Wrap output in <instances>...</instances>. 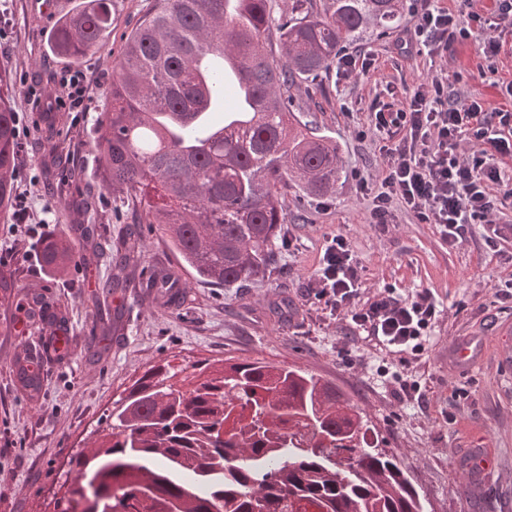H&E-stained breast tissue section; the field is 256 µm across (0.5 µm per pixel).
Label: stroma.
Segmentation results:
<instances>
[{
  "mask_svg": "<svg viewBox=\"0 0 512 512\" xmlns=\"http://www.w3.org/2000/svg\"><path fill=\"white\" fill-rule=\"evenodd\" d=\"M37 0H0V65L12 84V107L26 127L18 139L14 197L28 210L0 213V512H45L66 480L63 463L87 446L90 431L150 365L214 368L260 359L334 381L364 409L413 480L426 512H512V298L501 296L512 279V196H498L493 218L501 230L489 246L483 225H469L462 242L448 246L439 228L398 210L391 225L371 223L359 179L378 183L383 159L369 126L376 102H402L441 78L460 97L490 107L505 103L512 52L498 72L480 76V37L430 55L415 34L416 0L385 35H368L347 52L370 54V71L337 78L327 71L295 84L288 107L314 121L318 134L339 149L342 172L332 193L316 196L297 182L284 188L286 222L265 278L220 288L196 281L154 224H137L123 192L99 187L94 144L108 107L110 65L153 0H111L112 23L104 47L80 61L90 80L89 111L59 108L49 124L34 121L37 98L60 93L70 61L48 48L37 23ZM94 216L103 258L57 274L39 260L40 239L51 233L79 243L84 211ZM135 235L141 253L123 286L111 284V254ZM343 237L360 267L366 296L385 288L407 296L428 289L440 308L420 357L391 352L330 317L314 296L315 274L332 237ZM37 284L65 322L63 355L43 349L40 328L13 331L12 302ZM458 338L476 340L480 354L468 371L449 359ZM38 362L39 395L26 394L14 370L19 356ZM418 381L414 401L376 367ZM467 398H460L459 390ZM488 470H469L471 455Z\"/></svg>",
  "mask_w": 512,
  "mask_h": 512,
  "instance_id": "obj_1",
  "label": "stroma"
}]
</instances>
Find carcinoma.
Returning a JSON list of instances; mask_svg holds the SVG:
<instances>
[{
    "instance_id": "carcinoma-1",
    "label": "carcinoma",
    "mask_w": 512,
    "mask_h": 512,
    "mask_svg": "<svg viewBox=\"0 0 512 512\" xmlns=\"http://www.w3.org/2000/svg\"><path fill=\"white\" fill-rule=\"evenodd\" d=\"M402 0H330L322 14L295 0L275 25L285 60L264 53L268 0H154L112 59L109 107L96 144L106 189L148 198L138 224H160L199 281L230 287L264 277L274 261L288 182L323 195L341 167L332 140L288 111V87L336 64L368 31L401 18ZM108 0L64 20L54 49L72 61L103 47ZM234 54L263 103L209 114L224 103ZM209 98L204 112L192 111ZM248 126L224 134L226 120ZM15 112L0 71V212L13 202ZM114 278L137 261L123 243ZM45 268L73 260L60 239L42 247ZM55 512H423L420 494L383 448L368 415L335 382L298 368L242 360L212 371L205 361L148 367L71 456Z\"/></svg>"
}]
</instances>
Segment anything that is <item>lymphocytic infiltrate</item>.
<instances>
[{"mask_svg": "<svg viewBox=\"0 0 512 512\" xmlns=\"http://www.w3.org/2000/svg\"><path fill=\"white\" fill-rule=\"evenodd\" d=\"M473 2L456 0L450 10L421 0L416 32L432 55L473 34H484L482 54L493 74L503 50L499 35L512 30V0H499L491 16L475 11ZM371 125L385 140L379 148L384 177L379 187L366 191L373 223H392L394 208L401 207L422 223L439 225L452 246L463 239L467 225L488 223L495 208L490 187L503 185V167L512 161V109L461 99L438 79L431 87L414 90L402 108L389 103L377 107ZM464 140L476 146L465 157L457 151ZM315 281L318 300L337 320L400 353L417 357L425 351L440 315L429 291L415 290L398 298L387 288L361 300L359 264L339 236L325 248Z\"/></svg>", "mask_w": 512, "mask_h": 512, "instance_id": "f902f5d3", "label": "lymphocytic infiltrate"}]
</instances>
